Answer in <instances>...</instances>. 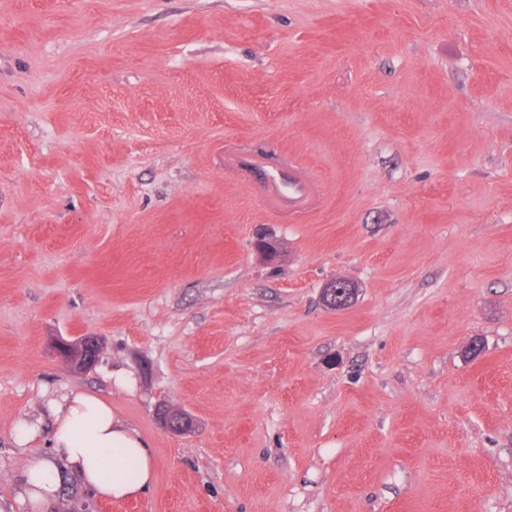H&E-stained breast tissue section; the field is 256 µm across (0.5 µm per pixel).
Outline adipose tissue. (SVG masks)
Listing matches in <instances>:
<instances>
[{
    "instance_id": "obj_1",
    "label": "adipose tissue",
    "mask_w": 512,
    "mask_h": 512,
    "mask_svg": "<svg viewBox=\"0 0 512 512\" xmlns=\"http://www.w3.org/2000/svg\"><path fill=\"white\" fill-rule=\"evenodd\" d=\"M52 442L61 462L28 456L22 487L32 507L43 506L60 490L65 470H72L99 496L115 502L138 496L154 481L147 444L110 405L97 396L74 392L52 402Z\"/></svg>"
}]
</instances>
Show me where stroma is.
Listing matches in <instances>:
<instances>
[{"label": "stroma", "instance_id": "stroma-1", "mask_svg": "<svg viewBox=\"0 0 512 512\" xmlns=\"http://www.w3.org/2000/svg\"><path fill=\"white\" fill-rule=\"evenodd\" d=\"M72 391L146 493L23 500ZM0 512H512V0H0ZM268 187L277 200L288 201V204L308 195L312 190L300 175L284 170L269 175ZM57 355L68 362L77 372L93 367L101 351V342L94 336H84L78 340H59L56 342ZM158 422L168 431L183 435L195 429L194 420L176 407L161 404L157 410Z\"/></svg>", "mask_w": 512, "mask_h": 512}]
</instances>
